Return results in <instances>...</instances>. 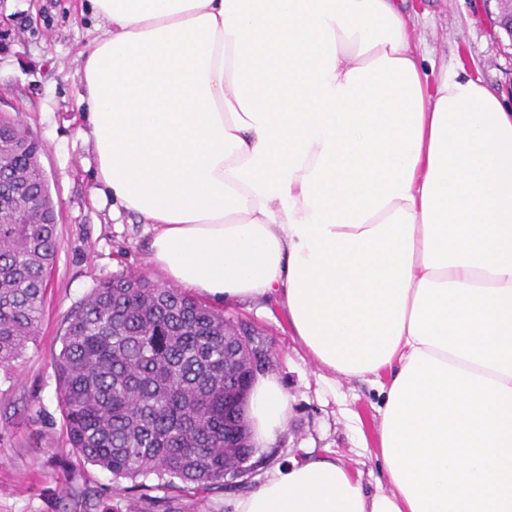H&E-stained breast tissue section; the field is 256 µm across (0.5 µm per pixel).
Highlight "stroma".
I'll use <instances>...</instances> for the list:
<instances>
[{"instance_id":"stroma-1","label":"stroma","mask_w":512,"mask_h":512,"mask_svg":"<svg viewBox=\"0 0 512 512\" xmlns=\"http://www.w3.org/2000/svg\"><path fill=\"white\" fill-rule=\"evenodd\" d=\"M408 2L409 36L424 66L465 71L512 103V52L498 43L488 18L495 0ZM96 24L80 0H0V113L41 143L61 244L38 332L12 370H0V512H83L73 499L83 489L106 499L112 512H129L130 492L116 490L110 473L69 452L53 366L66 315L99 281L135 274L166 282L149 261L150 225L130 213L113 214L111 199L94 192L96 163L74 107L77 53ZM214 307L265 334L268 373L289 396L288 422L275 444L257 449L246 481L214 491L180 482L161 486L149 477L160 500L156 512H232L236 497L309 453L336 458L367 492L387 487L377 389L321 368L293 336L279 304L228 300Z\"/></svg>"}]
</instances>
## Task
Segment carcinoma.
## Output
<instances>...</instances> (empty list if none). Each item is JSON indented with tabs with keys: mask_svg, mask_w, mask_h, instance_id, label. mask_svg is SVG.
Here are the masks:
<instances>
[{
	"mask_svg": "<svg viewBox=\"0 0 512 512\" xmlns=\"http://www.w3.org/2000/svg\"><path fill=\"white\" fill-rule=\"evenodd\" d=\"M39 141L0 119V367L24 354L41 321L59 242ZM67 445L114 480L155 475L224 489V314L177 289L121 275L92 288L66 316L54 357ZM245 370L231 377L239 383ZM130 512H152L139 484ZM84 508L112 512L79 492Z\"/></svg>",
	"mask_w": 512,
	"mask_h": 512,
	"instance_id": "cac0c4a2",
	"label": "carcinoma"
}]
</instances>
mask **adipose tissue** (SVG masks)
I'll list each match as a JSON object with an SVG mask.
<instances>
[{
	"instance_id": "ef3b65f1",
	"label": "adipose tissue",
	"mask_w": 512,
	"mask_h": 512,
	"mask_svg": "<svg viewBox=\"0 0 512 512\" xmlns=\"http://www.w3.org/2000/svg\"><path fill=\"white\" fill-rule=\"evenodd\" d=\"M406 0H88L76 110L150 260L266 299L332 374L377 384L390 491L312 455L234 512H512V105L429 75ZM269 376L251 442H276Z\"/></svg>"
}]
</instances>
